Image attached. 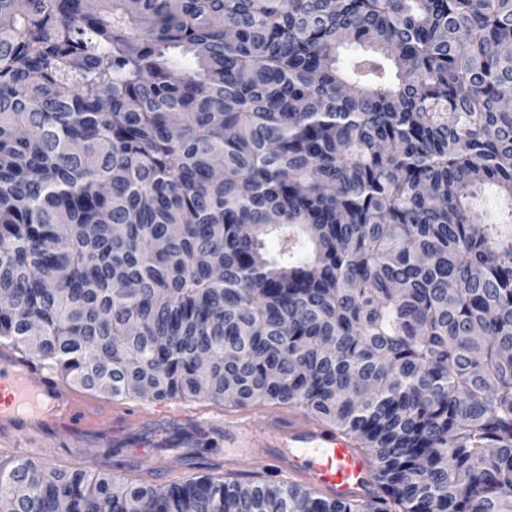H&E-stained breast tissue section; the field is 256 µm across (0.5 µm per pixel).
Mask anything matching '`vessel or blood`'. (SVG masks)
Wrapping results in <instances>:
<instances>
[{
  "label": "vessel or blood",
  "mask_w": 512,
  "mask_h": 512,
  "mask_svg": "<svg viewBox=\"0 0 512 512\" xmlns=\"http://www.w3.org/2000/svg\"><path fill=\"white\" fill-rule=\"evenodd\" d=\"M107 416L119 430L130 432L141 429L149 413L119 406L105 411L71 386L38 372L13 348L0 346V443L11 444L32 432L75 433ZM224 443L263 449L286 481L342 502H363L374 490L372 464L356 440L307 418L276 415L260 432L247 419H228Z\"/></svg>",
  "instance_id": "vessel-or-blood-1"
}]
</instances>
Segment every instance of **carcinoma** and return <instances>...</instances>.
Masks as SVG:
<instances>
[{"instance_id":"carcinoma-1","label":"carcinoma","mask_w":512,"mask_h":512,"mask_svg":"<svg viewBox=\"0 0 512 512\" xmlns=\"http://www.w3.org/2000/svg\"><path fill=\"white\" fill-rule=\"evenodd\" d=\"M509 97L512 0H0V344L299 407L375 483L16 456L0 512H512Z\"/></svg>"}]
</instances>
